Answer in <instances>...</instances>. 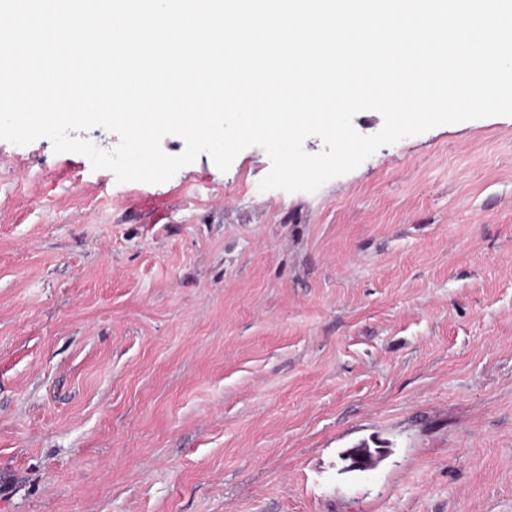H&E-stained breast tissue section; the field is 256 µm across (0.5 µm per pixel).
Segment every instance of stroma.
Listing matches in <instances>:
<instances>
[{
  "mask_svg": "<svg viewBox=\"0 0 512 512\" xmlns=\"http://www.w3.org/2000/svg\"><path fill=\"white\" fill-rule=\"evenodd\" d=\"M270 169L0 140V512H512V116Z\"/></svg>",
  "mask_w": 512,
  "mask_h": 512,
  "instance_id": "stroma-1",
  "label": "stroma"
}]
</instances>
